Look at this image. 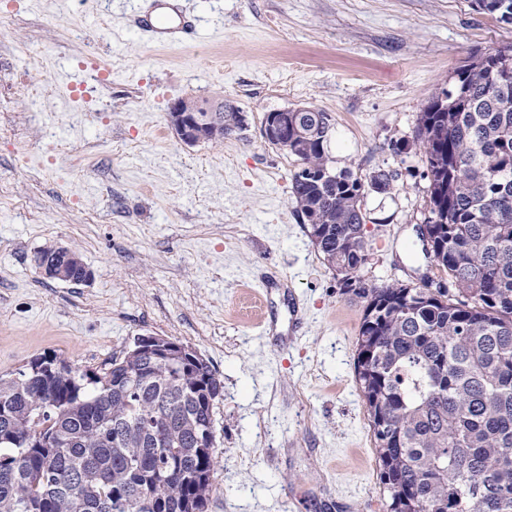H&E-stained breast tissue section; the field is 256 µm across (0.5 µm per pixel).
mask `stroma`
I'll list each match as a JSON object with an SVG mask.
<instances>
[{"mask_svg": "<svg viewBox=\"0 0 512 512\" xmlns=\"http://www.w3.org/2000/svg\"><path fill=\"white\" fill-rule=\"evenodd\" d=\"M182 2L198 37L168 47L129 26L150 0H0V374L44 353L93 369L141 334L180 341L224 383L207 512H386L355 374L366 301L311 243L297 161L263 118L328 112L334 167L367 185L364 280L436 284L418 116L512 24L476 0ZM91 57L110 77L88 107L65 79ZM181 98L224 99L248 127L184 145ZM379 170L388 192L368 186ZM58 245L90 282L39 273L35 252Z\"/></svg>", "mask_w": 512, "mask_h": 512, "instance_id": "35a3bbf8", "label": "stroma"}]
</instances>
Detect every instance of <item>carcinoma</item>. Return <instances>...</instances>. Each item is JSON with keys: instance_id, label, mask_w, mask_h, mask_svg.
I'll use <instances>...</instances> for the list:
<instances>
[{"instance_id": "cac0c4a2", "label": "carcinoma", "mask_w": 512, "mask_h": 512, "mask_svg": "<svg viewBox=\"0 0 512 512\" xmlns=\"http://www.w3.org/2000/svg\"><path fill=\"white\" fill-rule=\"evenodd\" d=\"M226 137L246 130L231 104ZM329 113H288L296 212L341 282L369 259L365 186L332 166ZM430 257L455 295L361 286L356 380L388 512H512V43L474 57L420 112ZM74 252L62 281L79 282ZM191 369L195 381L184 378ZM224 384L200 357L129 350L81 371L56 354L0 375V512H204Z\"/></svg>"}]
</instances>
